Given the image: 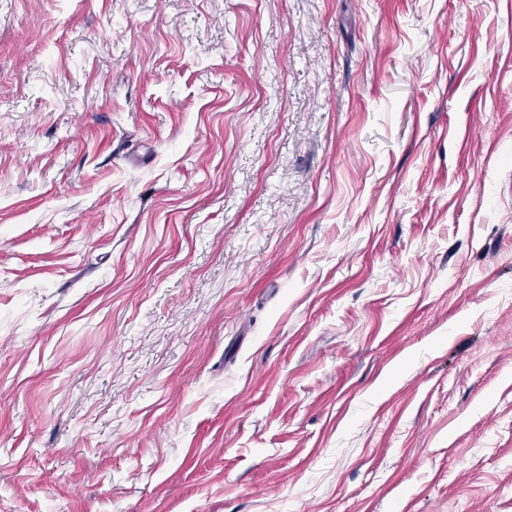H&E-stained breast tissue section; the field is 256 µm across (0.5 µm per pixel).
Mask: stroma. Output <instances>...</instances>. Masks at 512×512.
<instances>
[{"mask_svg": "<svg viewBox=\"0 0 512 512\" xmlns=\"http://www.w3.org/2000/svg\"><path fill=\"white\" fill-rule=\"evenodd\" d=\"M0 512H512V0H0Z\"/></svg>", "mask_w": 512, "mask_h": 512, "instance_id": "obj_1", "label": "stroma"}]
</instances>
